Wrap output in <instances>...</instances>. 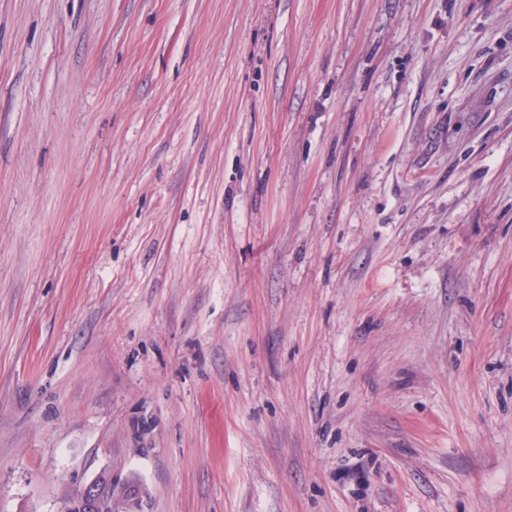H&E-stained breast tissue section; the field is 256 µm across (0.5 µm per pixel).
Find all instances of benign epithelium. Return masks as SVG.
Wrapping results in <instances>:
<instances>
[{
  "mask_svg": "<svg viewBox=\"0 0 512 512\" xmlns=\"http://www.w3.org/2000/svg\"><path fill=\"white\" fill-rule=\"evenodd\" d=\"M144 498L143 485L103 472L73 492L61 512H143Z\"/></svg>",
  "mask_w": 512,
  "mask_h": 512,
  "instance_id": "obj_1",
  "label": "benign epithelium"
}]
</instances>
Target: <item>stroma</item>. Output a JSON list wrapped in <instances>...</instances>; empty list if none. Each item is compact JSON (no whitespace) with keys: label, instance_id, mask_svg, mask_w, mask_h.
I'll return each instance as SVG.
<instances>
[{"label":"stroma","instance_id":"1","mask_svg":"<svg viewBox=\"0 0 512 512\" xmlns=\"http://www.w3.org/2000/svg\"><path fill=\"white\" fill-rule=\"evenodd\" d=\"M512 512V0H0V512ZM145 490L129 477L117 481L102 472L71 494L61 512H143Z\"/></svg>","mask_w":512,"mask_h":512}]
</instances>
